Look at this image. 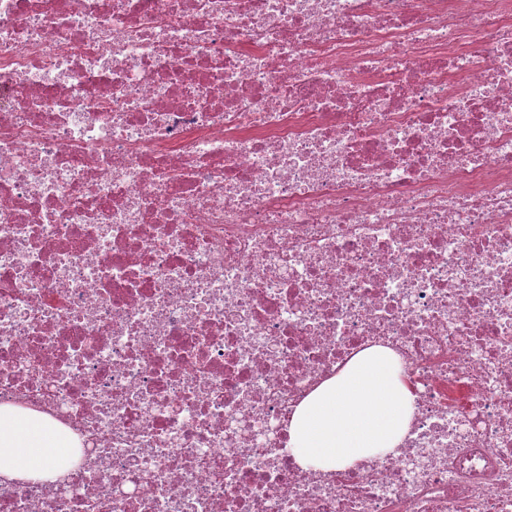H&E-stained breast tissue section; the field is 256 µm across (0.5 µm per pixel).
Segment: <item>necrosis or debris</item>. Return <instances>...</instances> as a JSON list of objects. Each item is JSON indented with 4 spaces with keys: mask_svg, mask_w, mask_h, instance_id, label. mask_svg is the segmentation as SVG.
Listing matches in <instances>:
<instances>
[{
    "mask_svg": "<svg viewBox=\"0 0 512 512\" xmlns=\"http://www.w3.org/2000/svg\"><path fill=\"white\" fill-rule=\"evenodd\" d=\"M395 451L300 463L361 351ZM0 512H512V0H0ZM69 448L78 442L50 417L0 406V476L53 481L71 469Z\"/></svg>",
    "mask_w": 512,
    "mask_h": 512,
    "instance_id": "4bbe7bcc",
    "label": "necrosis or debris"
}]
</instances>
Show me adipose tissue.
<instances>
[{
	"label": "adipose tissue",
	"mask_w": 512,
	"mask_h": 512,
	"mask_svg": "<svg viewBox=\"0 0 512 512\" xmlns=\"http://www.w3.org/2000/svg\"><path fill=\"white\" fill-rule=\"evenodd\" d=\"M74 445L50 417L11 406H0V476L53 481L71 469Z\"/></svg>",
	"instance_id": "adipose-tissue-1"
}]
</instances>
